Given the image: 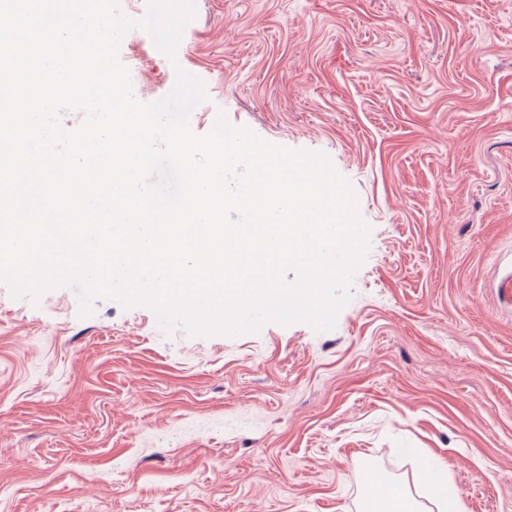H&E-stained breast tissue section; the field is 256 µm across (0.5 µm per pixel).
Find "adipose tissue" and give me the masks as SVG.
I'll list each match as a JSON object with an SVG mask.
<instances>
[{"label":"adipose tissue","mask_w":512,"mask_h":512,"mask_svg":"<svg viewBox=\"0 0 512 512\" xmlns=\"http://www.w3.org/2000/svg\"><path fill=\"white\" fill-rule=\"evenodd\" d=\"M363 480L369 491L364 512H426L430 505L436 512H464L461 497L449 486L448 472L442 467L430 468L426 499L422 502L412 495L407 484L377 472H365Z\"/></svg>","instance_id":"1"}]
</instances>
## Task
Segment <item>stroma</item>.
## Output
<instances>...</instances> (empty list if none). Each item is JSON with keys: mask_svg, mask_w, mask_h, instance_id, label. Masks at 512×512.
Instances as JSON below:
<instances>
[{"mask_svg": "<svg viewBox=\"0 0 512 512\" xmlns=\"http://www.w3.org/2000/svg\"><path fill=\"white\" fill-rule=\"evenodd\" d=\"M151 103L326 156L369 228L333 329L164 331L145 306L0 282V512H360L365 467L512 512V0H195Z\"/></svg>", "mask_w": 512, "mask_h": 512, "instance_id": "obj_1", "label": "stroma"}]
</instances>
